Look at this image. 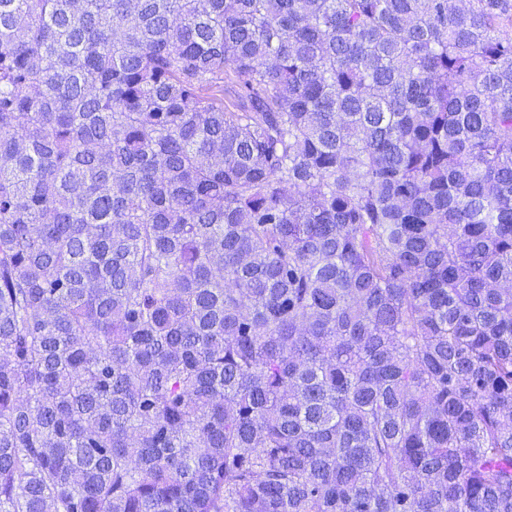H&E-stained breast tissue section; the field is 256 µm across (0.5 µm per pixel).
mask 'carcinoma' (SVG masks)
Masks as SVG:
<instances>
[{"instance_id": "cac0c4a2", "label": "carcinoma", "mask_w": 512, "mask_h": 512, "mask_svg": "<svg viewBox=\"0 0 512 512\" xmlns=\"http://www.w3.org/2000/svg\"><path fill=\"white\" fill-rule=\"evenodd\" d=\"M458 2L0 0V512H512V0Z\"/></svg>"}]
</instances>
